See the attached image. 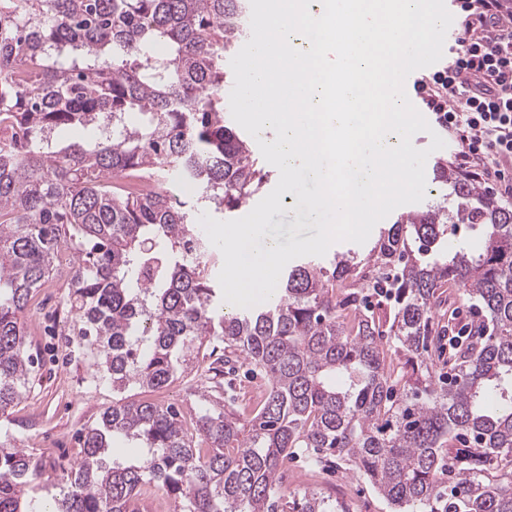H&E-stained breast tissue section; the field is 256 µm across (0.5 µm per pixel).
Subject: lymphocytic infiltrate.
Here are the masks:
<instances>
[{
    "instance_id": "f902f5d3",
    "label": "lymphocytic infiltrate",
    "mask_w": 512,
    "mask_h": 512,
    "mask_svg": "<svg viewBox=\"0 0 512 512\" xmlns=\"http://www.w3.org/2000/svg\"><path fill=\"white\" fill-rule=\"evenodd\" d=\"M458 36L446 61L416 77L413 95L461 144L459 165L478 181L512 176V8L505 0H456ZM456 105H449V97Z\"/></svg>"
}]
</instances>
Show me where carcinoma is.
Listing matches in <instances>:
<instances>
[{
	"label": "carcinoma",
	"instance_id": "obj_1",
	"mask_svg": "<svg viewBox=\"0 0 512 512\" xmlns=\"http://www.w3.org/2000/svg\"><path fill=\"white\" fill-rule=\"evenodd\" d=\"M247 9L0 0V413L29 380L34 292L62 273L71 334L112 390H161L192 363L218 407L112 402L53 502L0 440V512H146L147 484L173 512H347L307 489L281 502L297 457L363 478L392 512H512V206L443 166L438 199L369 248L292 262L271 303L224 301L198 218L268 180L225 115ZM72 126L88 146H58ZM455 225L479 246H448ZM455 289L477 308L466 327L439 313ZM445 347L441 379L427 353ZM232 360L268 378L248 413L224 397Z\"/></svg>",
	"mask_w": 512,
	"mask_h": 512
}]
</instances>
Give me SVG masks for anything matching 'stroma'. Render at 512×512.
I'll use <instances>...</instances> for the list:
<instances>
[{"mask_svg":"<svg viewBox=\"0 0 512 512\" xmlns=\"http://www.w3.org/2000/svg\"><path fill=\"white\" fill-rule=\"evenodd\" d=\"M69 325L68 319L49 314L38 326L28 327L27 350L37 357L35 370L20 401L0 415V437L41 461L43 492L49 496L60 491L58 457L78 459L79 431L96 421L116 397L111 384L97 372L91 354L69 335ZM289 469L282 496L307 488L329 502L346 505L359 495L365 512H389L370 485L353 475L321 474L305 483L299 478L307 470L303 462L290 463Z\"/></svg>","mask_w":512,"mask_h":512,"instance_id":"obj_1","label":"stroma"}]
</instances>
